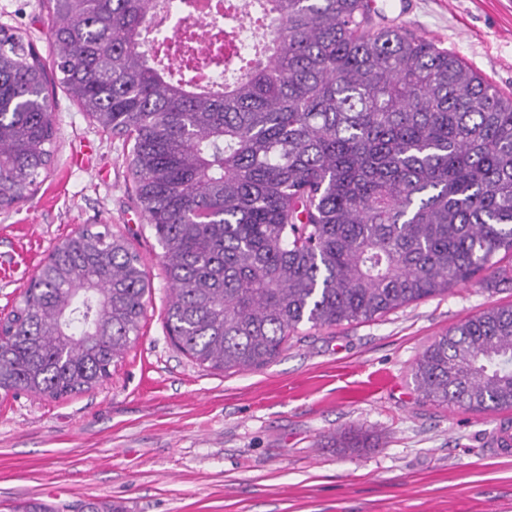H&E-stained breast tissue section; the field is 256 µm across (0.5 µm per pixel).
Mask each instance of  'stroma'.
I'll use <instances>...</instances> for the list:
<instances>
[{
    "label": "stroma",
    "mask_w": 512,
    "mask_h": 512,
    "mask_svg": "<svg viewBox=\"0 0 512 512\" xmlns=\"http://www.w3.org/2000/svg\"><path fill=\"white\" fill-rule=\"evenodd\" d=\"M398 24L456 53L512 93V0H378ZM50 59L46 0H0V24ZM57 138L46 177L0 211V315L39 264L88 226L122 235L150 290L139 337L94 389L63 399L0 394V512L26 500L77 512H512V452L483 442L503 412L439 406L412 380L441 333L512 304V286L478 278L361 323L302 327L260 370L197 364L167 335L162 250L135 198L129 146L49 88ZM365 448H340L343 434Z\"/></svg>",
    "instance_id": "obj_1"
}]
</instances>
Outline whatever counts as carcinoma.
Masks as SVG:
<instances>
[{"instance_id": "carcinoma-1", "label": "carcinoma", "mask_w": 512, "mask_h": 512, "mask_svg": "<svg viewBox=\"0 0 512 512\" xmlns=\"http://www.w3.org/2000/svg\"><path fill=\"white\" fill-rule=\"evenodd\" d=\"M52 70L132 142L136 202L163 249L166 324L212 370H258L312 328L364 322L479 275L512 285V94L370 0H244L250 58H157L155 0H47ZM233 80L196 84L199 71ZM45 62L0 24V210L48 171ZM149 281L122 236L54 247L0 334V391L58 399L107 380ZM427 400L512 410V304L450 328L413 368Z\"/></svg>"}]
</instances>
